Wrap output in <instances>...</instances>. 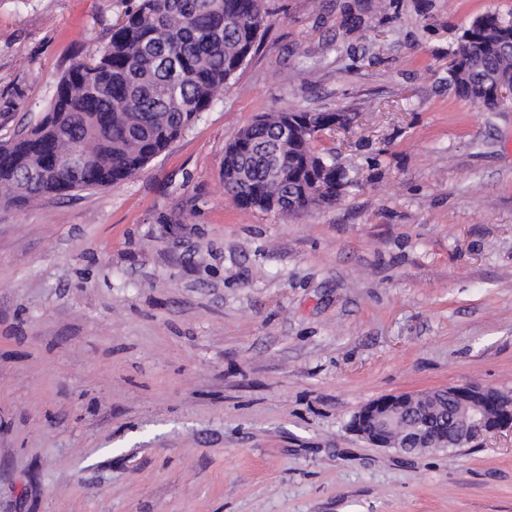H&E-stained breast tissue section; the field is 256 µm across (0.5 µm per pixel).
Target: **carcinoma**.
Returning a JSON list of instances; mask_svg holds the SVG:
<instances>
[{
	"mask_svg": "<svg viewBox=\"0 0 512 512\" xmlns=\"http://www.w3.org/2000/svg\"><path fill=\"white\" fill-rule=\"evenodd\" d=\"M263 0H137L124 14L99 56L73 64L59 79L45 113L7 140H0V204L21 207L76 189L109 187L126 180L165 152L209 110L236 75L265 27ZM512 21L495 14L475 19L449 51L448 81L462 98L489 109L499 105L500 80L512 79ZM284 110L268 113L240 130L250 181L242 196L240 170L224 169V193L245 208L271 210L280 200L309 197L329 205L353 185L336 156L313 150L315 133L333 114L299 110L298 135L278 141ZM81 147L101 164L69 177L61 156ZM288 169L275 182L267 167L269 150ZM486 412L509 402L487 389ZM412 425L431 424L450 433L464 430L453 397L427 395L411 413Z\"/></svg>",
	"mask_w": 512,
	"mask_h": 512,
	"instance_id": "cac0c4a2",
	"label": "carcinoma"
}]
</instances>
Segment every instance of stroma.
Returning <instances> with one entry per match:
<instances>
[{
  "label": "stroma",
  "instance_id": "35a3bbf8",
  "mask_svg": "<svg viewBox=\"0 0 512 512\" xmlns=\"http://www.w3.org/2000/svg\"><path fill=\"white\" fill-rule=\"evenodd\" d=\"M133 0H0V139ZM259 46L126 181L0 206V512H512V434L400 455L364 403L512 391V108L448 50L512 0H265ZM355 184L295 215L224 194L283 108Z\"/></svg>",
  "mask_w": 512,
  "mask_h": 512
}]
</instances>
